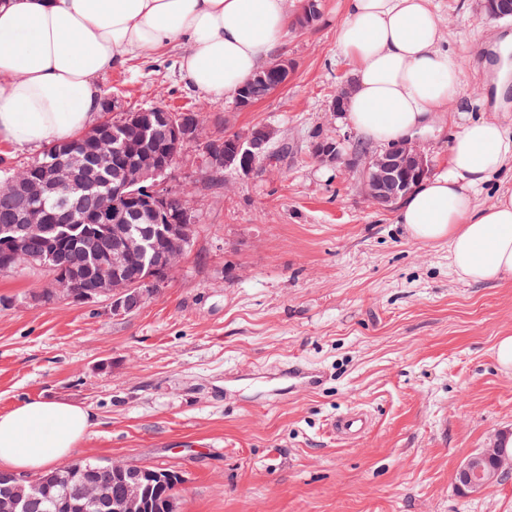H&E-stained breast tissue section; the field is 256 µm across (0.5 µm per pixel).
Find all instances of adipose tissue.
<instances>
[{
    "instance_id": "1",
    "label": "adipose tissue",
    "mask_w": 512,
    "mask_h": 512,
    "mask_svg": "<svg viewBox=\"0 0 512 512\" xmlns=\"http://www.w3.org/2000/svg\"><path fill=\"white\" fill-rule=\"evenodd\" d=\"M301 0H0V141L37 147L89 129L97 78L129 59L181 51L180 70L212 101L236 94L279 46ZM337 49L353 63L342 121L390 146L440 115L448 163L401 201L410 239L447 242L456 274L512 278V187L476 200L512 168V124L447 113L461 62L431 0H344ZM95 424L88 408L27 401L0 412V470L38 473L69 459Z\"/></svg>"
}]
</instances>
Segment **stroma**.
<instances>
[{"label":"stroma","instance_id":"obj_1","mask_svg":"<svg viewBox=\"0 0 512 512\" xmlns=\"http://www.w3.org/2000/svg\"><path fill=\"white\" fill-rule=\"evenodd\" d=\"M463 60L475 114L512 121V88L491 65L512 20L482 0H432ZM343 0H320L273 60L288 83L250 110L207 100L180 75V50L135 58L97 82L120 109L205 107L211 136L268 124L272 160L249 175L210 172L187 145L167 182L186 190L197 232L173 281L138 311L45 303L43 268L0 273V410L58 398L97 424L76 460L178 472L177 512H512V472L481 495L457 485L473 451L512 432V371L494 347L512 335V278L460 280L444 242L420 244L362 197L355 173L317 162L315 141L350 154L360 135L329 111L352 63L336 48ZM301 358L316 390L258 383ZM361 438L331 428L350 409Z\"/></svg>","mask_w":512,"mask_h":512}]
</instances>
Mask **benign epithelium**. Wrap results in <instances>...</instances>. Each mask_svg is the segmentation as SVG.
Listing matches in <instances>:
<instances>
[{"mask_svg": "<svg viewBox=\"0 0 512 512\" xmlns=\"http://www.w3.org/2000/svg\"><path fill=\"white\" fill-rule=\"evenodd\" d=\"M291 63L279 60L259 70L255 78L276 77L274 88L288 82ZM155 119L166 124L171 147L162 151H142L131 157L120 174L119 184L112 192L99 197L88 211L92 217L109 223L112 248L102 247L109 263L100 264V275L81 288L63 290L55 282L50 287L65 293V299L77 303L109 304L112 315L125 316L139 310L147 300L165 287L167 275L180 266L196 228V218L189 207L172 214L170 198L175 189L165 180L167 171L175 165L182 147L199 142L207 147L205 156L212 170L233 168L244 175L253 173L265 160L264 146L277 134L275 128L261 125L244 134L218 140L206 137L190 114L174 115L155 107L122 114L124 123L144 124ZM126 152L119 139L112 138L110 125L97 126L95 160L100 167L112 166L115 156ZM312 155L323 163L341 164L357 174L362 195L378 209L396 205L412 191V184L427 178L431 160L418 144L404 142L378 152L362 151L349 158L340 155L335 143L319 140L312 146ZM85 167L83 146L68 144L59 150L53 163L30 165L34 174L18 180L0 182V194H12L28 201L19 215V228L0 237L9 250L30 263L47 268L58 262L57 237L47 235L50 214L38 200L50 197L61 210H69L70 191L77 185ZM148 214L154 223L164 225V246L153 257L154 276L139 277L131 268V260L145 249V238L134 235L127 216ZM512 470V456L496 438L484 448L470 454L456 472L457 483L471 494L482 493L488 485ZM54 474L70 487L69 494L79 501V507H110L112 512H148L147 488L140 478L139 465L114 461L98 470V477L85 481L76 476L73 464L57 467ZM18 477L0 471V512H48L44 486L30 481L18 488Z\"/></svg>", "mask_w": 512, "mask_h": 512, "instance_id": "benign-epithelium-1", "label": "benign epithelium"}]
</instances>
